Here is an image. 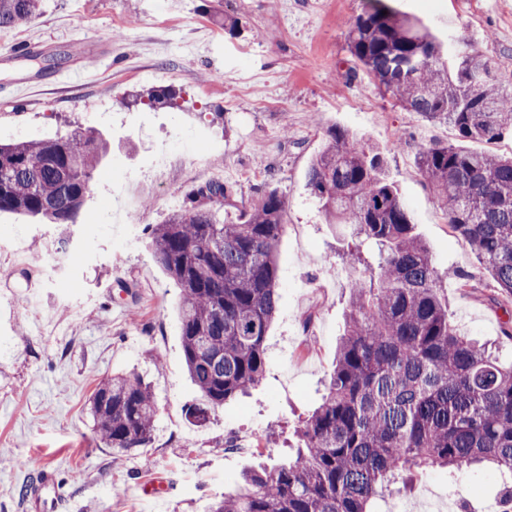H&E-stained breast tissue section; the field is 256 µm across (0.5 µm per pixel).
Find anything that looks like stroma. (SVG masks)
Masks as SVG:
<instances>
[{
	"mask_svg": "<svg viewBox=\"0 0 512 512\" xmlns=\"http://www.w3.org/2000/svg\"><path fill=\"white\" fill-rule=\"evenodd\" d=\"M386 2L487 51L498 84L512 91V0ZM368 6L41 0L32 24L0 31V142L81 128L108 146L79 223L0 212V512H36L31 492L48 474L65 487V512H209L243 471L285 460L334 369L353 279L340 227L326 223L306 186L334 125L382 152L459 331L512 364V298L448 224L418 165L424 147L457 142V133L396 104L352 56L348 30ZM32 40L40 43L33 57H8L12 44ZM68 68L75 76L56 80ZM28 79L37 85L22 101L8 98ZM147 89L176 91L178 108L139 103ZM216 112L223 124L212 123ZM128 172L145 225L165 223L182 205L181 189L213 172L233 186L235 204L264 185L286 197L266 376L203 424L187 414L200 394L182 349L179 286L155 261L145 230L123 253L113 245L115 176ZM50 242L75 256L28 293ZM117 373L140 376L158 406L149 444L119 455L94 439L89 414L91 394ZM503 493L489 468L458 476L434 467L412 488L391 485L371 509L501 512Z\"/></svg>",
	"mask_w": 512,
	"mask_h": 512,
	"instance_id": "1",
	"label": "stroma"
}]
</instances>
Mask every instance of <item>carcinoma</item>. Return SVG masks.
I'll return each mask as SVG.
<instances>
[{
	"label": "carcinoma",
	"instance_id": "carcinoma-1",
	"mask_svg": "<svg viewBox=\"0 0 512 512\" xmlns=\"http://www.w3.org/2000/svg\"><path fill=\"white\" fill-rule=\"evenodd\" d=\"M39 0H0V30L33 21ZM354 58L409 112L443 121L461 141L491 143L512 132V94L496 84L492 57L383 0L355 17ZM140 99L177 107L176 93ZM107 150L99 133L0 144V212L75 224ZM419 168L448 224L512 296V156L434 144ZM307 186L331 224L348 229L342 254L365 276L351 284L349 311L321 404L301 421L288 462L245 471L210 512H371L384 483L433 467L465 473L490 464L512 480V366L461 334L448 317L433 256L384 172L375 146L327 131ZM216 181L182 191L166 223L147 227L156 262L182 289L181 340L200 400V422L264 379L266 337L280 282L276 248L285 196L266 186L235 207ZM234 207L226 218L224 207ZM93 434L115 454L151 440L157 403L137 376L117 374L92 395Z\"/></svg>",
	"mask_w": 512,
	"mask_h": 512
}]
</instances>
